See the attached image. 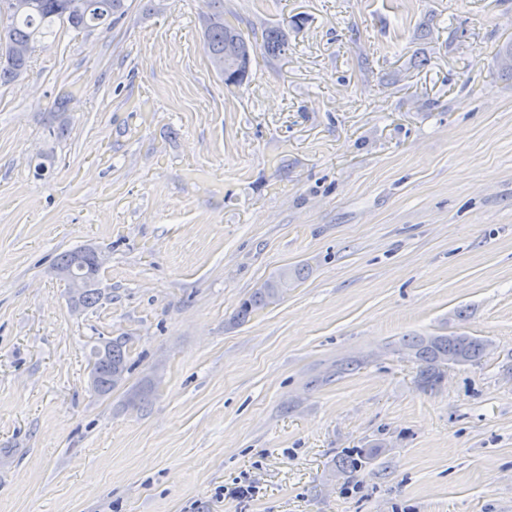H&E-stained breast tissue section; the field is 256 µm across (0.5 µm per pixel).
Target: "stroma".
I'll return each mask as SVG.
<instances>
[{"mask_svg":"<svg viewBox=\"0 0 512 512\" xmlns=\"http://www.w3.org/2000/svg\"><path fill=\"white\" fill-rule=\"evenodd\" d=\"M155 2L0 82V512H512V0H224L288 43L231 88L208 0ZM451 334L422 389L403 337ZM80 250L65 252L61 254L58 257L56 264L57 273L59 272L62 276L69 275L73 270H76L79 265H82L86 273L91 274L93 279H97L102 268L100 266H103L105 263V255L101 251L96 252V261L100 265L99 266L94 262L93 257L89 254L83 255V261L80 262L78 260ZM296 271L285 270L281 272L275 278L269 280L264 284L262 288H259L249 298L244 299L238 309L237 317L239 319H245L258 308L268 306L279 301L284 292L288 289V285L291 281L295 280ZM92 285L90 278L81 275L71 274V289L73 292H79L82 288H88ZM101 299V292L98 288H88L83 295L79 296L75 302V306L89 307L97 304ZM404 349L419 365L418 382L433 387L446 365L477 363L484 356V340L466 335L412 336ZM106 352L107 348L105 345L96 348L98 355H103ZM94 370L97 375L94 388L100 395H108L112 392L114 389L112 381L116 373L123 374V381L126 380L129 367L127 365L125 341L112 340L108 352L96 360Z\"/></svg>","mask_w":512,"mask_h":512,"instance_id":"35a3bbf8","label":"stroma"}]
</instances>
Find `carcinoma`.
<instances>
[{"instance_id": "1", "label": "carcinoma", "mask_w": 512, "mask_h": 512, "mask_svg": "<svg viewBox=\"0 0 512 512\" xmlns=\"http://www.w3.org/2000/svg\"><path fill=\"white\" fill-rule=\"evenodd\" d=\"M72 0H0V18L7 24L0 25V81H9L27 72L30 56H15L10 47L21 46L32 51L33 44L40 38L53 33L55 24H68L76 30L94 31L109 29L115 20L127 12L126 0H88V7L76 13L71 8ZM236 41L243 67L232 72L234 85L240 86L248 78L254 61V50L244 33L224 20V0H210V11L206 16L205 41L210 61L219 75H224V45L228 40ZM263 50L269 55L285 51V40L280 30L269 28L263 35ZM98 278L101 267L93 257L80 251H70L58 257L56 271L68 275L78 266ZM296 271H283L269 280L249 298L243 300L237 317L244 319L261 307L279 301L295 280ZM404 349L419 365L418 382L424 387H433L442 377V368L447 365L476 363L484 356V340L466 335L412 336ZM125 343L110 342L108 352L96 360L97 380L95 391L108 395L114 389L116 373L127 374Z\"/></svg>"}]
</instances>
